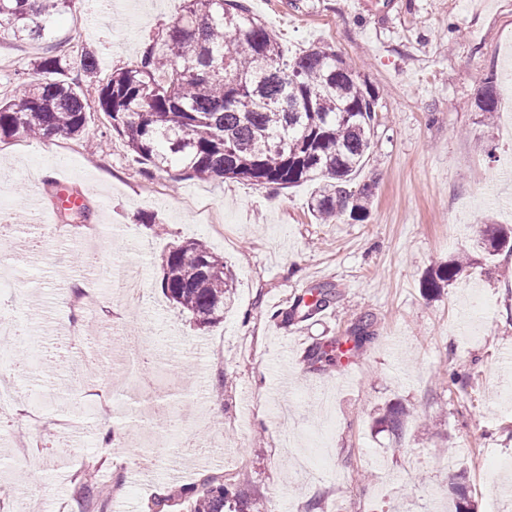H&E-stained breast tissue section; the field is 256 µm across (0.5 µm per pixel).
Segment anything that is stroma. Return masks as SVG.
I'll return each mask as SVG.
<instances>
[{"label": "stroma", "instance_id": "35a3bbf8", "mask_svg": "<svg viewBox=\"0 0 512 512\" xmlns=\"http://www.w3.org/2000/svg\"><path fill=\"white\" fill-rule=\"evenodd\" d=\"M243 0L289 55L323 47L355 68L377 96L370 155L356 177L376 188L367 218L341 214L320 223L303 183L272 194L243 179L205 181L159 175L166 194L148 185L125 142L113 136L87 87L88 135L105 151L58 153L63 137L0 147V216L27 224V242L8 237L17 261L0 316L15 317L37 336L63 335L68 288L78 278L81 240L59 245L38 223L51 211L47 181L60 174L82 193L108 240L98 251L94 284L98 324L119 323L144 337L159 392L116 394L122 365L111 353L73 370L52 354L0 356V374L19 391L50 381L42 420L31 427L20 404L0 419V512H14L16 493L41 512H87L75 478L93 466L109 484L107 512H190L181 491L220 474L233 485L247 471L249 505L276 512H449L465 493L476 512H512V255H488L480 232L512 225V0ZM183 0H75L56 15L51 37L4 42L14 64L0 70V95L29 80L48 49L69 51L73 28L101 48L98 76L134 65L181 14ZM496 78L497 110L474 105L479 79ZM161 233L142 235L144 224ZM204 239L224 257L234 295L224 318L201 329L160 288V257L171 244ZM472 263L440 292L423 282L454 256ZM123 261L141 268L145 304L125 305L106 270ZM322 285L335 291L327 316L285 319L297 295ZM366 333L341 361L310 356ZM84 396L81 437L61 419ZM118 404L112 443L103 445L98 401ZM176 407L186 436L223 446L173 454L166 429L145 405ZM405 410L403 432L386 431L387 410ZM35 440V462L13 463L19 433ZM313 471L298 478L301 457ZM462 474L460 487L448 476ZM170 507L157 510V500Z\"/></svg>", "mask_w": 512, "mask_h": 512}]
</instances>
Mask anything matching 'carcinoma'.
Returning a JSON list of instances; mask_svg holds the SVG:
<instances>
[{"mask_svg":"<svg viewBox=\"0 0 512 512\" xmlns=\"http://www.w3.org/2000/svg\"><path fill=\"white\" fill-rule=\"evenodd\" d=\"M183 13L165 39L150 45L133 66L100 85L98 105L112 133L120 137L152 180L181 171L205 180L246 179L271 189L315 184L310 210L327 221L349 213L367 216V183L352 186L370 149L376 95L362 86L354 69L335 52L315 48L290 57L274 34L241 0H185ZM73 0H0V41L42 40L53 18ZM70 64L45 53L34 79L0 101V140L86 135L84 83L98 78L99 55L82 50L75 77ZM477 108L497 109L494 80L486 76ZM487 252L512 251V231L498 224L482 229ZM459 256L439 266L423 288L433 293L463 272ZM233 276L224 258L197 238L172 245L162 258L161 289L201 328L224 317ZM299 300L289 316L306 317L326 307L332 291L318 288ZM405 413L389 410L381 422L394 434ZM191 512H242L239 496L224 477L209 476L192 489Z\"/></svg>","mask_w":512,"mask_h":512,"instance_id":"cac0c4a2","label":"carcinoma"}]
</instances>
